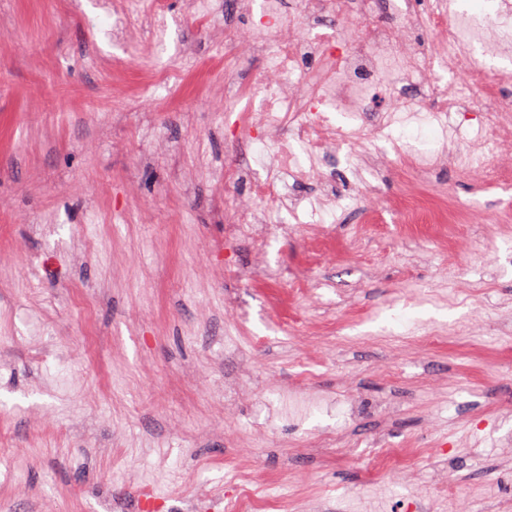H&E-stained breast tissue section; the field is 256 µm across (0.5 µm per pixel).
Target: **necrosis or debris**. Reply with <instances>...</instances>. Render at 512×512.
Wrapping results in <instances>:
<instances>
[{
    "label": "necrosis or debris",
    "instance_id": "obj_1",
    "mask_svg": "<svg viewBox=\"0 0 512 512\" xmlns=\"http://www.w3.org/2000/svg\"><path fill=\"white\" fill-rule=\"evenodd\" d=\"M264 0L249 33L224 19V87L235 97L234 139H247L266 154L275 174L254 185L258 206L236 208L224 218L233 240L258 239L268 226L281 235L293 225L276 213L304 210L322 215L366 204L381 195L365 171L376 165L378 143L392 139L400 119L421 124L456 123L449 140L474 129L466 156L446 148L425 157L395 150L396 163L412 180L428 181L451 165L474 182L502 184L512 173V71L488 74L480 53L487 45H512V0H497L484 26H473L462 0H439L423 13L415 0ZM266 58L249 74L247 60ZM350 113L339 122L337 113ZM343 160L348 188L336 190L331 175L305 196L289 182L304 183L330 158ZM404 224H444L449 214L471 216L465 203L414 194L392 203Z\"/></svg>",
    "mask_w": 512,
    "mask_h": 512
}]
</instances>
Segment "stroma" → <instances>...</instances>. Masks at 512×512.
Wrapping results in <instances>:
<instances>
[{
    "mask_svg": "<svg viewBox=\"0 0 512 512\" xmlns=\"http://www.w3.org/2000/svg\"><path fill=\"white\" fill-rule=\"evenodd\" d=\"M114 2L0 0V512H232L246 472L280 512H512V223L450 250L395 175L376 217L226 239L269 174L224 133L238 0L121 38ZM183 59L212 70L154 84ZM422 192L512 205L450 169Z\"/></svg>",
    "mask_w": 512,
    "mask_h": 512,
    "instance_id": "35a3bbf8",
    "label": "stroma"
}]
</instances>
